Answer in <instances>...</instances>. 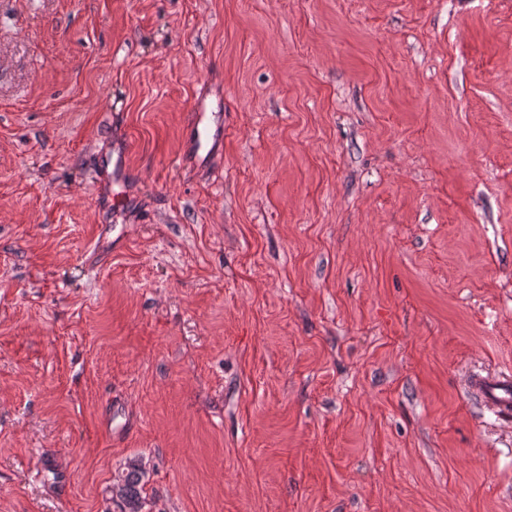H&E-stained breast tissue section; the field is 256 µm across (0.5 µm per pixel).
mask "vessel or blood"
<instances>
[{
	"mask_svg": "<svg viewBox=\"0 0 512 512\" xmlns=\"http://www.w3.org/2000/svg\"><path fill=\"white\" fill-rule=\"evenodd\" d=\"M224 116L208 111L204 97H196L182 155L183 166L190 171L205 168L216 150L222 149ZM471 389L482 397L497 420L512 422V375H478L470 381Z\"/></svg>",
	"mask_w": 512,
	"mask_h": 512,
	"instance_id": "vessel-or-blood-1",
	"label": "vessel or blood"
}]
</instances>
